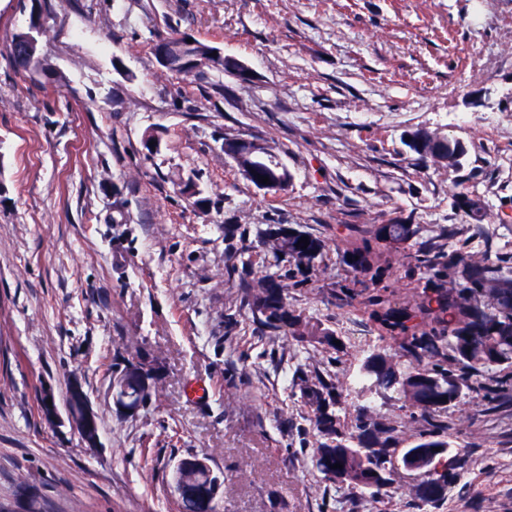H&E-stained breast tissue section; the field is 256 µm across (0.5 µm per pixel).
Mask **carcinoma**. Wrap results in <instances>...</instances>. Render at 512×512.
Segmentation results:
<instances>
[{"label": "carcinoma", "mask_w": 512, "mask_h": 512, "mask_svg": "<svg viewBox=\"0 0 512 512\" xmlns=\"http://www.w3.org/2000/svg\"><path fill=\"white\" fill-rule=\"evenodd\" d=\"M211 45L197 39L185 43L174 55L172 71L193 69ZM405 142L419 160L460 169L467 149L461 142L418 128L406 133ZM456 209L474 222L470 239L459 240L454 230L443 229L424 245H414L424 227L406 220L386 224H344L336 229L343 245L342 262L351 279L335 297L341 304H359L379 330L396 342V348L362 351L357 371L348 381L339 376L298 377L301 398L312 409L317 445L312 467L329 482L346 483L378 499L397 483L399 469L422 478L416 497L434 504L459 476L464 449L451 448L448 423L440 414L469 392L487 400L512 396L509 376L486 377L492 370H512V262L493 253L496 235L479 224L483 206L469 196L454 199ZM309 238L307 248L298 244ZM257 242L268 250L276 271L261 280L243 281L241 303L257 324V331L272 339L283 336L309 344L324 353H340L336 331L314 322L288 303L289 289L309 285L312 259L319 258L327 242L297 227L270 225L257 232ZM396 253L413 284L414 298L396 304L384 270L375 265L380 254ZM358 388V403L351 425L341 418L345 393ZM403 398L414 408L409 421L384 418L378 401ZM412 427L410 446L396 458L400 429ZM190 453L173 465L169 488L181 512H209L208 498L215 477ZM339 463L343 468L335 469Z\"/></svg>", "instance_id": "obj_1"}]
</instances>
